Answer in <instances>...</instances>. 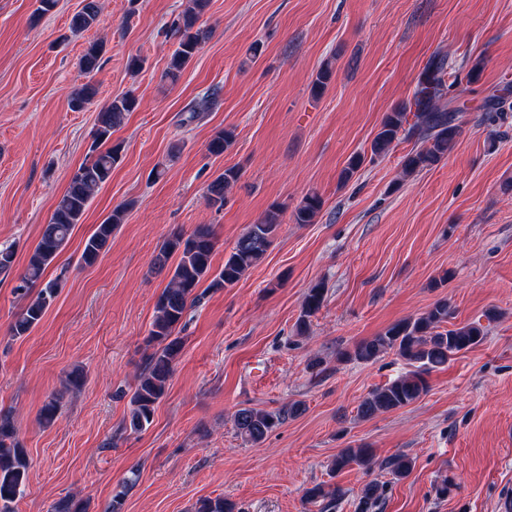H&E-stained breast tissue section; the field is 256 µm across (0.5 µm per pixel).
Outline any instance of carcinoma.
Wrapping results in <instances>:
<instances>
[{
	"label": "carcinoma",
	"instance_id": "cac0c4a2",
	"mask_svg": "<svg viewBox=\"0 0 512 512\" xmlns=\"http://www.w3.org/2000/svg\"><path fill=\"white\" fill-rule=\"evenodd\" d=\"M209 6V0H188L181 19L171 30L177 47L171 54L165 79L175 83L200 49L209 39L211 30L198 26L200 17ZM101 11L99 0H83V6L72 19L77 30L91 28L98 21ZM103 43L89 44L80 58V68L91 75L100 66ZM448 66L443 57L432 58L417 79L409 102L385 113L371 142V154L385 156L394 149L402 137H414L418 146L403 156L399 180L431 169L443 161L455 146L461 134L458 123L459 108L452 106L451 85L447 84ZM333 76L332 63L327 61L316 74L312 94L319 97L326 90ZM92 81L76 88L69 104L72 110L81 111L97 96ZM138 99L131 93L113 99L98 113L97 127L90 146L91 157L72 174L66 189L58 198L47 224L43 225L40 239L29 252L19 285L14 293L29 298L10 324L14 337L28 335L43 319L58 296L60 285L55 280L44 281L45 272L69 241L80 223L92 198L111 177L112 169L122 158V144L112 143V131L119 127L126 116L135 111ZM235 141L234 131L220 129L209 143L208 151L221 155ZM240 171L235 167L224 169L206 187V204L220 211L226 195L238 183ZM323 207V199L316 191L306 193L295 207L292 218L296 224H313ZM128 205L115 207L112 214L86 239L81 263L91 266L109 246L112 233L124 222ZM281 209L273 207L255 224L249 225L237 239L224 266L215 271L212 255L216 246V232L210 224H199L190 234L181 229L173 230L163 242L154 258L153 267L158 271L169 269L170 278L155 305V317L147 337L152 352L146 357L142 372L130 397V411L124 430L137 433L151 425L156 405L164 396L173 367L180 359L185 346L180 336L181 325L189 308L199 303L209 292L220 291L235 285L246 272L268 251L279 226ZM176 258L173 267L169 260ZM42 284L35 296L30 293ZM327 288L322 282L309 287L303 296L297 320V333L304 336L309 331L311 318L322 308ZM450 309L448 300L439 299L425 312L399 320L382 334L359 342L354 350L344 355L348 360L374 362L393 353L406 360L413 370L373 389L358 406V415L369 419L377 414L404 408L417 401L428 390L426 376L448 364L454 356L465 353L483 342L486 327L480 322H470L450 329L447 327ZM60 410V398L51 395L40 409L41 420L50 424ZM305 411L302 402H293L279 410L243 407L235 411L233 423L237 435L252 445L262 443L267 436L288 418ZM352 465L368 469L379 466L390 471L399 480L410 472L412 460L403 454L377 462L372 449L365 445L342 449L329 463L330 471L339 472ZM29 462L26 451L18 439V431L10 411H0V512H14V503L23 495L28 477ZM137 479V471L123 482V489L113 494L105 512H122L124 487ZM384 493V484L373 480L366 483L354 500L355 512H372ZM345 492L336 485L316 484L304 491L305 502L318 508V512H335ZM193 512H235V505L222 498H203L197 501Z\"/></svg>",
	"mask_w": 512,
	"mask_h": 512
}]
</instances>
